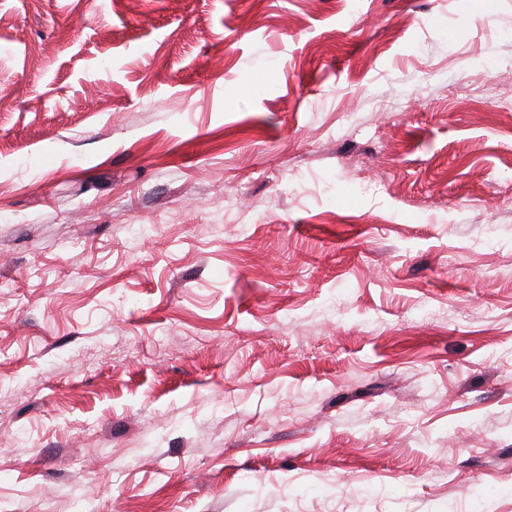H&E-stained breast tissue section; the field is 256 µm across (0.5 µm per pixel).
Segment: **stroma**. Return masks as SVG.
Masks as SVG:
<instances>
[{
    "mask_svg": "<svg viewBox=\"0 0 512 512\" xmlns=\"http://www.w3.org/2000/svg\"><path fill=\"white\" fill-rule=\"evenodd\" d=\"M512 0H0V512H512Z\"/></svg>",
    "mask_w": 512,
    "mask_h": 512,
    "instance_id": "stroma-1",
    "label": "stroma"
}]
</instances>
